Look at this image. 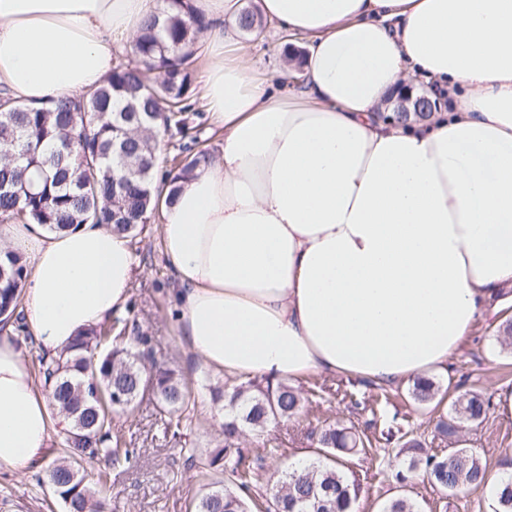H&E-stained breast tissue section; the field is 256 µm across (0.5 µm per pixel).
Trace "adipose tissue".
I'll return each mask as SVG.
<instances>
[{
  "mask_svg": "<svg viewBox=\"0 0 512 512\" xmlns=\"http://www.w3.org/2000/svg\"><path fill=\"white\" fill-rule=\"evenodd\" d=\"M163 0H0V86L27 104L97 91ZM201 97L221 138L160 212L179 324L206 368L382 387L447 369L512 282V0H256L302 34L275 92L226 17L193 0ZM446 108L383 122L404 84ZM21 252L27 329L45 356L123 309L136 266L99 224L0 226ZM13 326L0 329V469L27 474L68 423L52 417Z\"/></svg>",
  "mask_w": 512,
  "mask_h": 512,
  "instance_id": "1",
  "label": "adipose tissue"
}]
</instances>
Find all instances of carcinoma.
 <instances>
[{"label":"carcinoma","mask_w":512,"mask_h":512,"mask_svg":"<svg viewBox=\"0 0 512 512\" xmlns=\"http://www.w3.org/2000/svg\"><path fill=\"white\" fill-rule=\"evenodd\" d=\"M162 12L141 24L131 57L117 65L103 86L88 97L30 106L13 98L0 106V219L17 217L50 230L67 231L81 224H102L118 234L135 236L171 201L177 179L191 173L211 153L199 150L159 169L157 135L186 130V113L195 95L192 63L195 45L206 27L192 0H166ZM239 31L258 36L262 17L250 6L238 19ZM28 274L24 257L0 250V322L12 324L29 341L19 311L21 290ZM110 324L98 325L79 336L66 355L38 358V373L52 380V414L70 421L62 441L66 457L47 468L49 481L65 512H103L108 472L96 486L83 483V464L105 457L111 465L130 461L128 448H114L112 394H124L130 407L145 391H152L162 411L177 419L194 410L195 397L176 370L141 365L146 336L126 342L112 335ZM214 401L224 405V447L196 455L185 448V464L210 476L193 503V512H249L248 501L260 474L246 462L236 442L247 431L297 416L300 395L288 384L248 380L212 389ZM413 399L429 403L434 383L418 380ZM489 399L479 392L460 394L448 414L439 417L435 431L452 445L446 455L418 460L419 444L405 443L413 454L408 470L423 465L428 482L450 495L488 485V470L480 455L458 446L461 424L486 418ZM319 462L303 472L284 471L271 486L267 512H353L355 481L344 470L343 456L366 451L351 427L325 425L315 433ZM236 458L233 486L223 484V462ZM494 512H512V474L492 489ZM382 512H419L408 495L386 501Z\"/></svg>","instance_id":"carcinoma-1"}]
</instances>
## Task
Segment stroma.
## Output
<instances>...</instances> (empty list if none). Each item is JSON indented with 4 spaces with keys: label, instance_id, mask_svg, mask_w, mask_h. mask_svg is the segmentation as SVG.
Wrapping results in <instances>:
<instances>
[{
    "label": "stroma",
    "instance_id": "obj_1",
    "mask_svg": "<svg viewBox=\"0 0 512 512\" xmlns=\"http://www.w3.org/2000/svg\"><path fill=\"white\" fill-rule=\"evenodd\" d=\"M239 40L252 67L274 82L280 78L285 45L303 44L300 36L288 34L278 38L243 34ZM188 127L186 135L161 136L162 159L172 158L184 146L195 151L213 147L218 134L201 102H194ZM159 224V218H152L131 239L136 274L117 318L150 336L152 358L182 372L196 394V405L187 429L181 431L169 428L149 394L137 400L131 412L115 415L114 425L132 457L110 468L106 512H191L202 479L196 469L185 466L182 451L195 448L205 455L224 445L219 406L211 389L225 378L203 369L187 348L171 293L174 274L161 253ZM494 302L497 311L478 319L466 344L449 360L447 372L433 374L435 396L429 404L412 399L409 382L387 389L324 374L296 381L294 387L303 397L300 415L243 440L244 454L258 467L263 483L287 470L294 457L307 464L315 461L312 430L340 423L371 443L369 454L346 459L347 474L361 486L356 512H381L385 501L401 493L414 498L420 512H492V498L485 489L451 496L421 475H408V456L401 448L415 439L425 452L446 453L448 443L436 437L435 424L449 410L453 396L472 389L493 398L512 390V347L499 334L500 325L512 318V285L502 286ZM461 440L481 453L488 472L500 471L502 460L512 452V415L491 406L483 422L464 424ZM403 473L408 476L404 482L399 479ZM0 512H63V507L46 471L18 476L0 469Z\"/></svg>",
    "mask_w": 512,
    "mask_h": 512
}]
</instances>
